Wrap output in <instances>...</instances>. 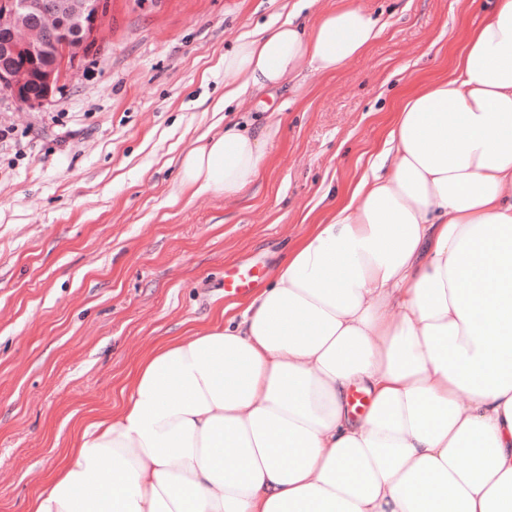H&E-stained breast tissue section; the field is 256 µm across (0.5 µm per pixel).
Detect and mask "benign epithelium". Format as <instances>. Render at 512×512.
Listing matches in <instances>:
<instances>
[{
    "mask_svg": "<svg viewBox=\"0 0 512 512\" xmlns=\"http://www.w3.org/2000/svg\"><path fill=\"white\" fill-rule=\"evenodd\" d=\"M108 0H0V89L21 105L47 101L72 60L109 37Z\"/></svg>",
    "mask_w": 512,
    "mask_h": 512,
    "instance_id": "obj_1",
    "label": "benign epithelium"
}]
</instances>
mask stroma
Returning <instances> with one entry per match:
<instances>
[{"label": "stroma", "mask_w": 512, "mask_h": 512, "mask_svg": "<svg viewBox=\"0 0 512 512\" xmlns=\"http://www.w3.org/2000/svg\"><path fill=\"white\" fill-rule=\"evenodd\" d=\"M298 0H110L107 43L43 105L0 92V512H28L73 419L121 404L157 341L246 295L224 271L274 270L368 165L397 96L448 71L485 17L459 0H359L385 27L281 113L231 104L221 60ZM281 126L240 196L190 198L180 165L225 121Z\"/></svg>", "instance_id": "stroma-1"}]
</instances>
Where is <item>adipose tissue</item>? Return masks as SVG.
Returning <instances> with one entry per match:
<instances>
[{"label": "adipose tissue", "mask_w": 512, "mask_h": 512, "mask_svg": "<svg viewBox=\"0 0 512 512\" xmlns=\"http://www.w3.org/2000/svg\"><path fill=\"white\" fill-rule=\"evenodd\" d=\"M238 38L215 111L332 75L380 34L357 0ZM278 124L188 151L241 195ZM371 399L364 415L352 389ZM28 512H512V0L404 94L369 168L242 313L158 343Z\"/></svg>", "instance_id": "obj_1"}]
</instances>
